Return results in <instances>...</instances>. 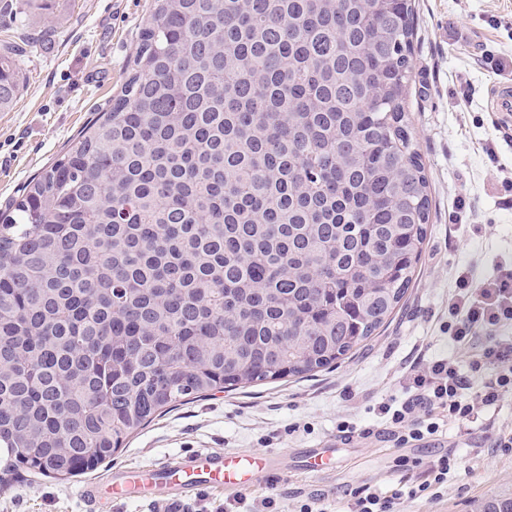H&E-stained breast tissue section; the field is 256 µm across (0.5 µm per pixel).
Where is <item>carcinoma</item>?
<instances>
[{"label":"carcinoma","mask_w":512,"mask_h":512,"mask_svg":"<svg viewBox=\"0 0 512 512\" xmlns=\"http://www.w3.org/2000/svg\"><path fill=\"white\" fill-rule=\"evenodd\" d=\"M134 73L0 214V484L304 378L410 288L431 199L412 0H153ZM0 45V110L20 92Z\"/></svg>","instance_id":"obj_1"}]
</instances>
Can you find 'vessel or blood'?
Returning <instances> with one entry per match:
<instances>
[{"label": "vessel or blood", "mask_w": 512, "mask_h": 512, "mask_svg": "<svg viewBox=\"0 0 512 512\" xmlns=\"http://www.w3.org/2000/svg\"><path fill=\"white\" fill-rule=\"evenodd\" d=\"M492 109L503 119L512 121L511 80L495 87ZM275 471L274 456L216 450L129 467L86 485L83 494L98 504L108 499L147 500L156 504L160 512H184V499L201 488L243 489L252 484L255 476Z\"/></svg>", "instance_id": "1"}]
</instances>
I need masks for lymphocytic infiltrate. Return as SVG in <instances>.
<instances>
[{
	"label": "lymphocytic infiltrate",
	"instance_id": "obj_1",
	"mask_svg": "<svg viewBox=\"0 0 512 512\" xmlns=\"http://www.w3.org/2000/svg\"><path fill=\"white\" fill-rule=\"evenodd\" d=\"M448 339L473 348L467 368L448 357L417 356L406 368L401 395L372 405L377 425L360 427L341 416L337 438H367L381 431L403 446L436 440L451 424L458 437L478 427L489 448L512 450V427L497 421L503 401L512 395V255L501 257L483 278L471 267L457 269L448 295ZM465 466L463 458L440 456L423 471L402 475L400 489L352 492L349 512H398L402 498L424 497Z\"/></svg>",
	"mask_w": 512,
	"mask_h": 512
}]
</instances>
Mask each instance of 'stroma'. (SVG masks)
Here are the masks:
<instances>
[{
  "mask_svg": "<svg viewBox=\"0 0 512 512\" xmlns=\"http://www.w3.org/2000/svg\"><path fill=\"white\" fill-rule=\"evenodd\" d=\"M0 16V43H19L21 91L0 111V212L50 166L95 113L107 110L134 67L151 0H51L49 10L13 0ZM498 27H490V18ZM502 71H494L493 62ZM512 80V0H415L413 67L408 105L429 177L431 224L414 285L380 336L352 358L316 376L261 382L179 404L138 430L101 473L151 465L176 456L221 450L270 453L273 476L242 492L201 490L187 512H262L261 501L284 490L279 512L294 496L312 495L324 512H345L348 490L396 487L398 458L426 462L448 452L465 456L469 472L450 476L440 500L404 503L403 512H473L475 505L512 497V456L486 448L474 431L455 429L439 440L399 448L385 436L336 441V419L371 423L369 404L395 392L419 350L466 363L469 350L449 343L448 274L459 265L476 276L512 252V129L502 130L490 106L495 85ZM494 156H487V149ZM466 210L456 207V198ZM488 225L483 240L458 230L459 220ZM336 448L333 469L308 471L310 454ZM82 479L28 474L0 487V512H90ZM245 505H238V497Z\"/></svg>",
  "mask_w": 512,
  "mask_h": 512,
  "instance_id": "stroma-1",
  "label": "stroma"
}]
</instances>
